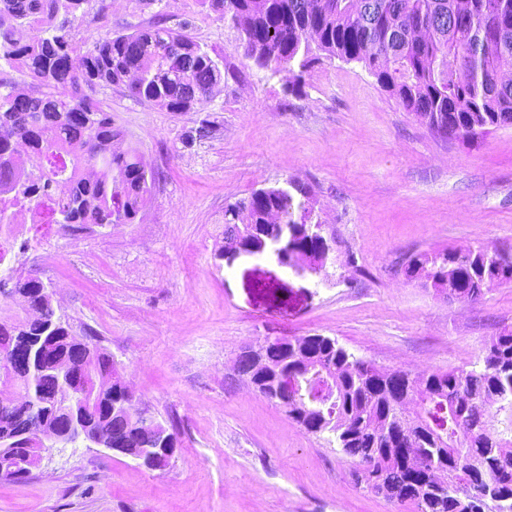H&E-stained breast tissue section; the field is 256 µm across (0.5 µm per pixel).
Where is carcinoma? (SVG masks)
<instances>
[{"label":"carcinoma","instance_id":"carcinoma-1","mask_svg":"<svg viewBox=\"0 0 512 512\" xmlns=\"http://www.w3.org/2000/svg\"><path fill=\"white\" fill-rule=\"evenodd\" d=\"M104 0H0V233L14 209L46 205L50 224L72 232L91 224H131L154 182L139 154L119 147L122 132L94 98L103 84L128 87L131 96L168 112H190L221 77L219 61L184 31L154 25L99 39L75 40L79 19ZM236 28L244 57L261 69L305 72L329 58L362 64L378 85L448 139L471 141L489 127L512 125V79L500 64L512 60V0H201ZM32 80L25 91L13 76ZM301 185L261 189L224 211V238L245 241L273 211L283 213L286 236L301 253L325 247L320 229L294 219L293 193ZM509 255L486 247H446L409 257L405 276L426 272V288L476 302L492 287L512 281ZM15 292L38 304L33 317L0 321V338L27 341L54 336L53 352L73 358L74 369L113 377L99 394L96 427L112 446L138 454L164 439L178 440L163 424L142 427L119 409L127 396L122 367L93 338L70 334L44 286L17 278ZM280 358L269 366L242 352L237 375L252 373L257 392L288 398V412L313 434L328 433L356 462L355 482L376 481L375 493L416 512H512V485L501 472L512 466V438L487 433L494 405L512 411V330L486 343L482 367L416 377L382 370L355 357L328 336L274 339ZM94 351V360L83 352ZM19 394L38 398L50 413L71 398L50 372L21 375ZM36 411L0 403V424L29 428ZM412 440L411 459L396 452ZM444 472L441 487L422 476ZM487 491L468 497V487Z\"/></svg>","mask_w":512,"mask_h":512}]
</instances>
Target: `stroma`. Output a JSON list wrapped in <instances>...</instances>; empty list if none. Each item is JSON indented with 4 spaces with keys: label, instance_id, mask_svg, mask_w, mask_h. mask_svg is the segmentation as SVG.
Segmentation results:
<instances>
[{
    "label": "stroma",
    "instance_id": "1",
    "mask_svg": "<svg viewBox=\"0 0 512 512\" xmlns=\"http://www.w3.org/2000/svg\"><path fill=\"white\" fill-rule=\"evenodd\" d=\"M186 32L221 79L193 111L122 86L97 97L155 181L131 224L9 235L23 277L49 283L76 336L93 335L140 404L180 430L168 465L93 444L53 449L28 480L0 478V512H415L357 485L334 438L234 377L242 348L321 335L384 369L469 370L512 328V282L448 302L404 274L412 253L484 245L512 255V126L462 143L435 136L357 63L294 71L247 60L200 0H106L81 21L92 43L152 24ZM215 125L197 134L201 118ZM307 187L323 266L221 258L224 210L254 191Z\"/></svg>",
    "mask_w": 512,
    "mask_h": 512
}]
</instances>
